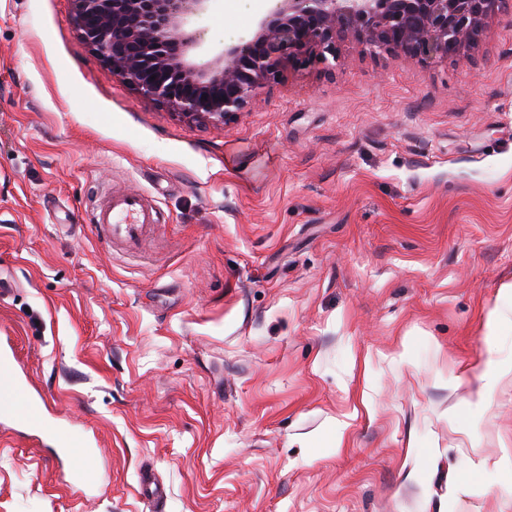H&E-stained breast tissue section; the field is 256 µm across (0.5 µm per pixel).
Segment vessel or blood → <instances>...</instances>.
<instances>
[{"mask_svg": "<svg viewBox=\"0 0 512 512\" xmlns=\"http://www.w3.org/2000/svg\"><path fill=\"white\" fill-rule=\"evenodd\" d=\"M157 222V212L148 197L133 192H115L104 197L97 226L109 245L126 252L137 251ZM23 382L13 372L0 377V416L26 421L37 426L31 398L22 392Z\"/></svg>", "mask_w": 512, "mask_h": 512, "instance_id": "obj_1", "label": "vessel or blood"}]
</instances>
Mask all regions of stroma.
Segmentation results:
<instances>
[{
	"label": "stroma",
	"mask_w": 512,
	"mask_h": 512,
	"mask_svg": "<svg viewBox=\"0 0 512 512\" xmlns=\"http://www.w3.org/2000/svg\"><path fill=\"white\" fill-rule=\"evenodd\" d=\"M275 5L216 0L197 60ZM116 189L157 211L134 253L95 226ZM508 282L512 12L443 62L342 43L216 128L73 0H0V344L41 394L0 418V512H512V373L469 404Z\"/></svg>",
	"instance_id": "35a3bbf8"
}]
</instances>
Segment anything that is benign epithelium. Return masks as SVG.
Segmentation results:
<instances>
[{"label": "benign epithelium", "instance_id": "benign-epithelium-1", "mask_svg": "<svg viewBox=\"0 0 512 512\" xmlns=\"http://www.w3.org/2000/svg\"><path fill=\"white\" fill-rule=\"evenodd\" d=\"M212 0H74L85 42L143 98L201 126L236 120L285 64L332 68L338 45L372 55L448 60L478 45L509 0H278L253 34L207 64L185 30Z\"/></svg>", "mask_w": 512, "mask_h": 512}]
</instances>
